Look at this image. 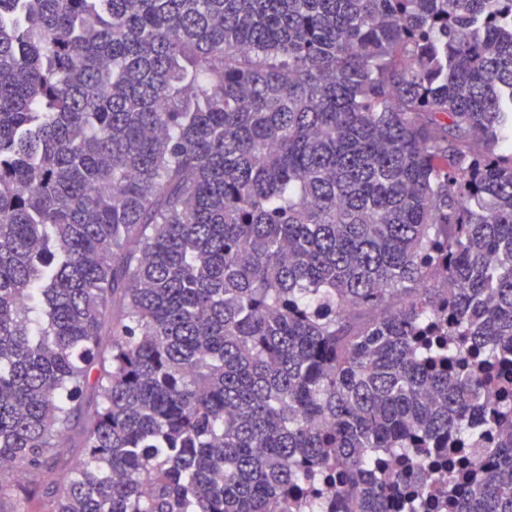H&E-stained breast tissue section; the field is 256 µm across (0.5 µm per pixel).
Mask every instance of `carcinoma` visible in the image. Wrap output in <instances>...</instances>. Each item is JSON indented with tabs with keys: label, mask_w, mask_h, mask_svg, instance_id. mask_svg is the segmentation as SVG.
Masks as SVG:
<instances>
[{
	"label": "carcinoma",
	"mask_w": 512,
	"mask_h": 512,
	"mask_svg": "<svg viewBox=\"0 0 512 512\" xmlns=\"http://www.w3.org/2000/svg\"><path fill=\"white\" fill-rule=\"evenodd\" d=\"M445 482L512 512V0H0V512Z\"/></svg>",
	"instance_id": "1"
}]
</instances>
